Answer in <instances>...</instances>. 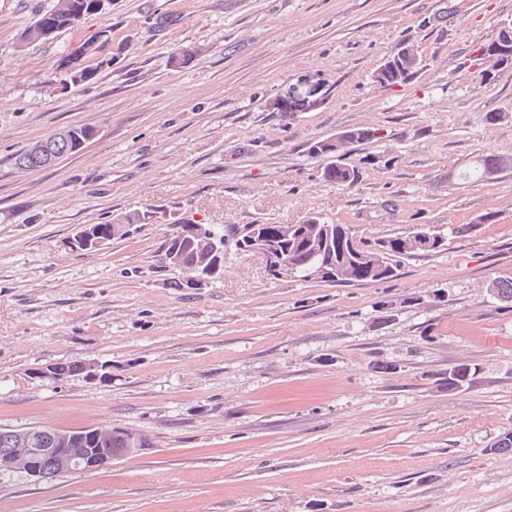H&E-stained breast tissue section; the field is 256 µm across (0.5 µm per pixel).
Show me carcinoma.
<instances>
[{"label":"carcinoma","mask_w":512,"mask_h":512,"mask_svg":"<svg viewBox=\"0 0 512 512\" xmlns=\"http://www.w3.org/2000/svg\"><path fill=\"white\" fill-rule=\"evenodd\" d=\"M83 7V0H54L51 8L43 11L38 21L33 23L21 34V40L30 44L46 42L59 33L73 29L76 20L73 15ZM512 46V33L498 31L495 39L480 45L479 56L487 68L481 71L480 80L483 83L492 82L500 71L512 68V53L505 54L502 45ZM111 64L104 59L92 66H86L69 74L74 84L92 82L99 68ZM421 64L413 66L405 73L399 68L377 69L375 78L386 82V86L394 87L408 83L417 76ZM86 135L80 137V142H67L55 137L45 139L47 152L55 157H63L81 151L84 144L94 135V129L85 126ZM333 144L328 140H320L309 144V153L327 159L323 169L326 180L341 185H352L358 179V172L336 160L332 151ZM15 164L26 170L46 169L49 164L41 157H33L21 151L15 157ZM512 170V156L503 154H486L479 157L473 166L454 175V178L464 183L472 179L485 180L487 174L495 171L503 173ZM495 214L485 213L476 216L468 224H460L450 228L453 236H463L471 233L480 225L494 223ZM191 219L182 218L174 225L172 232L166 237L161 247V262L169 266L177 263L181 269L200 275L208 268L206 261L210 246V238L224 237L211 224L199 225L202 238L191 243L188 241V229ZM278 224H245L235 231L236 243L249 245L253 238L263 236L279 253L288 257L290 263L289 276L303 281L311 279L312 268L326 260L336 263L341 269L339 283H371L381 282L396 276L400 260L419 254L441 252L446 246L447 235L433 227L423 228L407 236L387 237L367 245L354 240L349 227L344 224H330L317 214L307 216L297 225V233L286 238L279 236ZM476 373V368L469 364H459L448 370L444 377L448 390L455 391L468 384ZM54 377L66 379L73 375L88 376L87 362H68L50 369ZM17 428L0 427V457L17 451L15 439ZM79 447L92 451L110 452L119 455L131 447V431L123 429H103L94 427L77 431Z\"/></svg>","instance_id":"cac0c4a2"}]
</instances>
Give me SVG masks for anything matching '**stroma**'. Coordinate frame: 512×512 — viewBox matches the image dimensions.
Here are the masks:
<instances>
[{"label": "stroma", "instance_id": "obj_1", "mask_svg": "<svg viewBox=\"0 0 512 512\" xmlns=\"http://www.w3.org/2000/svg\"><path fill=\"white\" fill-rule=\"evenodd\" d=\"M52 3L0 0V426L151 446L51 480L0 471V512H512V452L488 451L512 429V308L490 291L512 281V171L450 179L512 154V69L478 80L512 0H112L22 45ZM104 30L111 66L66 83L62 52ZM406 38L420 73L379 87ZM72 125L98 135L49 169L13 166ZM353 126L377 131L344 158L359 179L326 181L307 147ZM128 212L151 221L73 249L77 227ZM312 212L367 243L496 221L358 285L275 278L230 243L193 293L160 263L179 218L229 236ZM93 359L109 381L36 375ZM461 363L479 367L470 385L440 387ZM512 170V156L503 154H486L479 157L473 166L465 169L457 174L454 178L463 183L469 182L471 179L476 180H491L488 179L487 174L491 171L500 173Z\"/></svg>", "mask_w": 512, "mask_h": 512}]
</instances>
